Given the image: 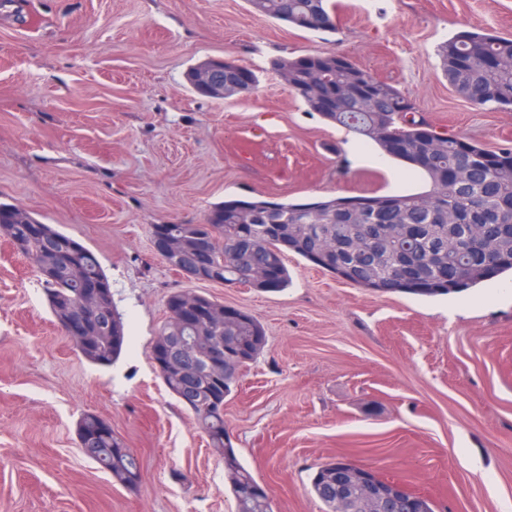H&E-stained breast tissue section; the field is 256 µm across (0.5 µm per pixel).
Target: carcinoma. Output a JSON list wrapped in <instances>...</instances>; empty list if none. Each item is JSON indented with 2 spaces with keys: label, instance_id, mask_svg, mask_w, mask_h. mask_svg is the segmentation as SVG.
Listing matches in <instances>:
<instances>
[{
  "label": "carcinoma",
  "instance_id": "1",
  "mask_svg": "<svg viewBox=\"0 0 512 512\" xmlns=\"http://www.w3.org/2000/svg\"><path fill=\"white\" fill-rule=\"evenodd\" d=\"M253 10L315 33L336 32L331 0H247ZM440 66L462 98L489 110L512 109V34L488 29L451 37L438 48ZM315 58L316 71L303 67ZM282 56L273 63L290 89L302 92L308 110L376 145L386 156L411 165L430 180L416 193L333 198L293 204L228 200L215 205L207 224H167L180 245L170 266L199 273L197 242L206 237L207 268L201 281L252 287L253 273L277 266L273 292L288 287L284 250H289L361 288L385 293L438 296L466 291L490 280L486 267L500 275L512 271V149L489 150L481 144L438 132L418 115L413 99L376 79L353 61L338 67L332 54ZM339 100V111L324 112L323 97ZM469 161L455 181L448 171L460 166V145ZM22 207L0 202L4 237L19 239L18 249L35 268L55 321L71 317L87 322L96 345L80 353L90 363L109 367L126 345V325L112 298V284L97 253L31 214L14 224ZM151 350L172 351L173 361L160 373L168 391L191 411L209 445L224 461V479L236 512H272L267 495L240 462L224 425V399L240 371L255 362L267 344L261 323L250 314L229 325H183L173 310ZM216 353L230 368L218 378L206 370ZM84 455L131 486L139 477L138 458L123 438L102 428L100 418L85 414L77 426ZM345 464L334 458L311 477V491L333 512L336 486L331 474Z\"/></svg>",
  "mask_w": 512,
  "mask_h": 512
}]
</instances>
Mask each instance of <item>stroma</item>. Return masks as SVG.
Here are the masks:
<instances>
[{
    "instance_id": "1",
    "label": "stroma",
    "mask_w": 512,
    "mask_h": 512,
    "mask_svg": "<svg viewBox=\"0 0 512 512\" xmlns=\"http://www.w3.org/2000/svg\"><path fill=\"white\" fill-rule=\"evenodd\" d=\"M309 33L247 0H6L0 7V201L95 251L128 325L110 367L55 323L36 272L0 237V512H235L224 463L151 358L170 293L194 289L264 326V352L224 405L241 463L273 512H323L316 467L342 458L432 498L438 512H512V275L433 297L380 293L288 254L277 293L189 281L155 224H202L229 199L306 203L427 190L398 160L350 156L351 134L275 72L342 53L416 102L440 132L512 148V110L480 108L444 77L439 45L512 33V0H335ZM234 57L256 92L211 99L187 69ZM109 421L136 486L83 454L77 424Z\"/></svg>"
}]
</instances>
